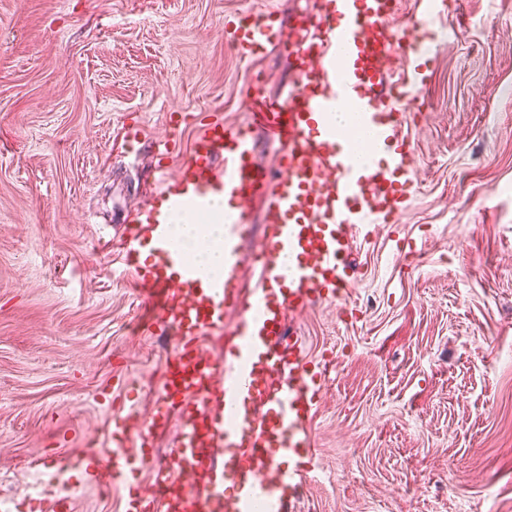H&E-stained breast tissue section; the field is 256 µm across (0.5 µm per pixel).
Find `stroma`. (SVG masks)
Listing matches in <instances>:
<instances>
[{"mask_svg":"<svg viewBox=\"0 0 512 512\" xmlns=\"http://www.w3.org/2000/svg\"><path fill=\"white\" fill-rule=\"evenodd\" d=\"M316 2L0 0V498L52 452L110 444L128 389L145 416L161 389L171 339L138 335L113 244L159 182L126 131L173 140L174 173L210 115L247 125L248 97L297 75L278 51L243 61L225 20L274 10L289 42ZM430 27L419 189L359 248L351 297L290 321L327 381L297 512H512V0ZM71 482L73 512H126Z\"/></svg>","mask_w":512,"mask_h":512,"instance_id":"35a3bbf8","label":"stroma"}]
</instances>
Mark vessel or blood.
<instances>
[{
  "label": "vessel or blood",
  "mask_w": 512,
  "mask_h": 512,
  "mask_svg": "<svg viewBox=\"0 0 512 512\" xmlns=\"http://www.w3.org/2000/svg\"><path fill=\"white\" fill-rule=\"evenodd\" d=\"M446 9L447 0H417L404 22L401 0H318L288 43L275 11L226 22L243 60L281 51L298 83L281 99L249 98L250 126L205 123L178 172L162 173L147 204L126 215L119 249L145 307L140 330L173 332L177 343L149 422L133 409L114 414L111 446L56 461L58 474L82 468L103 489L124 487L126 512H295L316 452L325 369L305 359L286 325L348 296L359 243L398 223L413 196L412 116L403 104L436 60L425 18ZM399 59L408 74L389 81ZM344 106L374 133L368 165L355 162L328 121ZM255 126L281 147L277 174L255 161ZM216 195L228 205L220 278L203 275L170 232L173 213L203 212ZM261 198L264 225L251 256L259 277L244 294L239 248L253 233L246 204ZM173 414L183 431L159 465L155 435Z\"/></svg>",
  "instance_id": "b4317fda"
}]
</instances>
